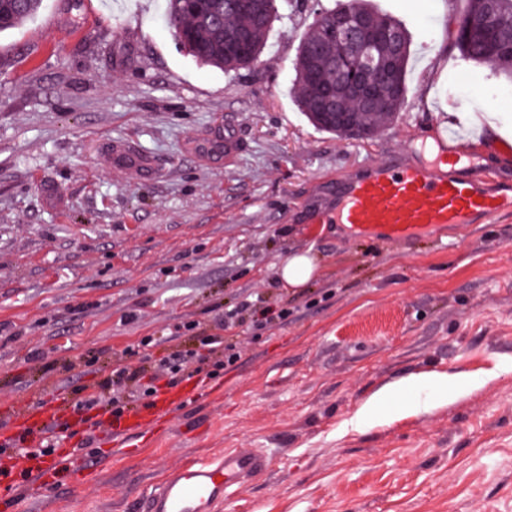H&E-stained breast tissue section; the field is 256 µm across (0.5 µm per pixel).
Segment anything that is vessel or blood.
<instances>
[{
  "instance_id": "obj_1",
  "label": "vessel or blood",
  "mask_w": 512,
  "mask_h": 512,
  "mask_svg": "<svg viewBox=\"0 0 512 512\" xmlns=\"http://www.w3.org/2000/svg\"><path fill=\"white\" fill-rule=\"evenodd\" d=\"M467 70L464 60L454 66L448 124L435 140L434 159L413 165L381 163L337 182L335 195L316 205L314 223L342 224L355 235L407 241L439 226L512 214V188L495 187L472 151L448 146L449 135L470 122L457 100L459 76ZM268 466L261 454L230 451L213 462L178 468L151 495L148 512H214L233 488Z\"/></svg>"
}]
</instances>
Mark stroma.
Returning a JSON list of instances; mask_svg holds the SVG:
<instances>
[{
	"instance_id": "stroma-1",
	"label": "stroma",
	"mask_w": 512,
	"mask_h": 512,
	"mask_svg": "<svg viewBox=\"0 0 512 512\" xmlns=\"http://www.w3.org/2000/svg\"><path fill=\"white\" fill-rule=\"evenodd\" d=\"M335 3L278 0L257 62L231 72L177 45L165 0H43L0 34V423L70 412L124 351L191 346L185 321L258 296L288 312L227 329L236 362L132 454L104 458L105 426L40 496L0 475V512H147L170 471L233 450L271 466L217 512H512V214L392 243L310 208L447 120L465 0H373L412 55L405 105L368 140L318 130L294 95L301 39ZM472 81L484 99L453 144L512 184V93L483 65ZM228 125L245 144L231 161L212 150ZM303 251L317 275L288 287L279 267ZM432 373L460 394L428 409L419 390L357 424L379 390Z\"/></svg>"
}]
</instances>
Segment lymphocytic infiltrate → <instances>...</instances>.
<instances>
[{"label": "lymphocytic infiltrate", "mask_w": 512, "mask_h": 512, "mask_svg": "<svg viewBox=\"0 0 512 512\" xmlns=\"http://www.w3.org/2000/svg\"><path fill=\"white\" fill-rule=\"evenodd\" d=\"M250 317L254 324L265 327L284 320L286 311L270 305L244 302L222 313L213 332L200 333L198 346L191 351L176 350L153 366L120 364L112 370L108 383L100 389L77 396L74 411L81 420H89L91 412L110 413L120 418L125 406L136 404L142 397H155L165 388L176 386L195 376H212L236 358L233 345L227 344L224 331L233 322Z\"/></svg>", "instance_id": "1"}]
</instances>
